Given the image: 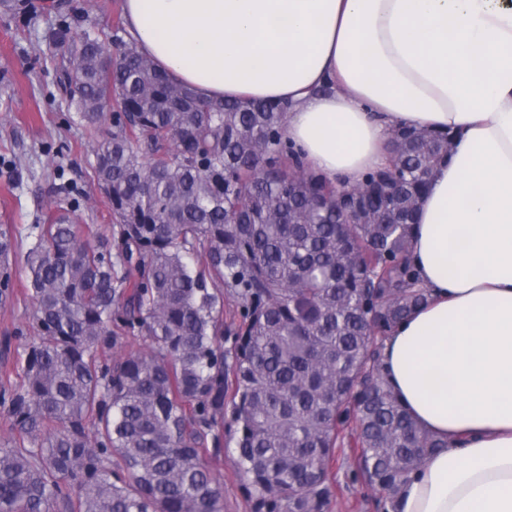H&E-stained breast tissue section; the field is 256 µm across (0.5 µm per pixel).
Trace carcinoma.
I'll list each match as a JSON object with an SVG mask.
<instances>
[{"instance_id": "cac0c4a2", "label": "carcinoma", "mask_w": 512, "mask_h": 512, "mask_svg": "<svg viewBox=\"0 0 512 512\" xmlns=\"http://www.w3.org/2000/svg\"><path fill=\"white\" fill-rule=\"evenodd\" d=\"M96 33L69 43L77 117L115 223L65 215L24 255L0 229V304L21 260L33 340L0 385V512H224L206 460L231 441L263 512H326L347 422L365 482L393 503L447 443L386 386L383 338L427 302L411 229L449 137L403 129L388 172L340 192L288 157L278 103L201 98ZM112 121V130L101 134ZM246 346L227 362L224 295ZM125 335L149 354L110 359Z\"/></svg>"}]
</instances>
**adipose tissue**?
<instances>
[{
    "instance_id": "obj_1",
    "label": "adipose tissue",
    "mask_w": 512,
    "mask_h": 512,
    "mask_svg": "<svg viewBox=\"0 0 512 512\" xmlns=\"http://www.w3.org/2000/svg\"><path fill=\"white\" fill-rule=\"evenodd\" d=\"M128 37L208 99L284 102L304 166L357 186L394 129L450 133L408 258L428 301L381 372L445 440L389 512H512V0H123Z\"/></svg>"
}]
</instances>
